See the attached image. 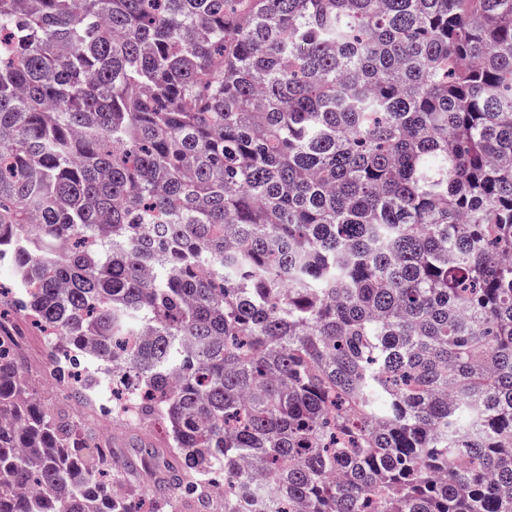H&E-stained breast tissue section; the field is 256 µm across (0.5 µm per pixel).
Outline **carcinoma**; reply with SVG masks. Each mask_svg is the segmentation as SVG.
<instances>
[{
	"label": "carcinoma",
	"mask_w": 512,
	"mask_h": 512,
	"mask_svg": "<svg viewBox=\"0 0 512 512\" xmlns=\"http://www.w3.org/2000/svg\"><path fill=\"white\" fill-rule=\"evenodd\" d=\"M1 264L185 494L512 512V0H0ZM120 465L0 333V512Z\"/></svg>",
	"instance_id": "cac0c4a2"
}]
</instances>
